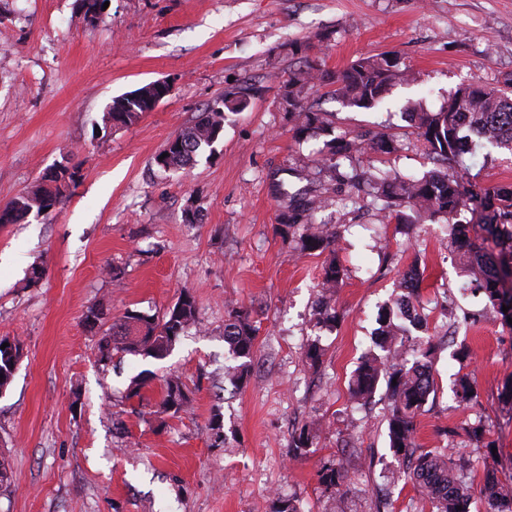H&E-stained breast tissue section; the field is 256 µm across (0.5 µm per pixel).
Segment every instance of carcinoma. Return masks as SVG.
Segmentation results:
<instances>
[{"mask_svg":"<svg viewBox=\"0 0 512 512\" xmlns=\"http://www.w3.org/2000/svg\"><path fill=\"white\" fill-rule=\"evenodd\" d=\"M316 77L312 70L294 73L288 78V116L295 137L303 139L319 132L331 136L325 143L322 162L340 172L342 164L353 156L372 151L391 154L400 148V140L389 133H377L365 139L353 138L347 132L335 134V127L304 103L301 88ZM406 80V70L386 54L361 56L332 81L330 95L348 107L371 109L384 100L388 87ZM512 78L504 88L490 89L478 82L457 87L448 100L436 111L414 108L406 118L416 139L424 147L432 168L420 176H391L376 169L372 173L341 172L351 187L366 185L367 205L389 220L410 224H448L454 227L459 262L466 279L461 289L478 298L482 307L465 313V321L475 325L484 319L504 323L512 318V289L503 286L512 278V184L500 183L481 188L470 180L464 161L465 144L470 149H504L512 153ZM140 96L131 101L120 97L112 101V111L106 113L105 124L129 125L152 109L155 93L139 88ZM248 102L243 95L226 93L200 113L195 123L169 140L163 152L167 156L158 165L177 169L189 164L201 150L219 139L226 112H240ZM59 171L45 175L41 183L17 197L3 208V213L17 221L29 211L51 208L63 203L70 195L78 171L58 164ZM470 214V218L462 214ZM303 248L324 251L335 240L320 226L306 225ZM342 279L341 269L331 262L324 269L321 298L315 310L317 323L336 326V309L331 295ZM420 281L405 283L404 291L393 304L382 307L377 321L380 327L374 347L361 360L349 384L351 400L365 401L375 393L381 379H386L389 410L386 415L389 451L398 463L405 465L407 478L413 483L416 495L431 512H469L471 482L465 464L454 459L446 448L426 449L415 438L416 419L426 412L430 396L436 392L431 372L434 344L421 316H410L407 305H417ZM508 311H503V308ZM196 322V305L185 292L176 304L158 317L128 310L122 319L112 324V331L101 339L102 352L111 347L144 359L161 360L169 355L183 331ZM421 334L414 335L412 330ZM224 342L235 365L224 368V376L240 387L247 379L249 360L255 347V329L249 314L233 308L224 322ZM153 379L147 370L134 376L127 387L126 397L139 395ZM164 394L160 413L177 415L188 409L190 398L178 377H168L163 383ZM453 400L459 406L472 400L474 380L469 374L457 377L451 388ZM315 434L303 430L293 436L290 448L293 456L305 455L315 444ZM323 494L336 498V489L350 480L347 468L334 460L325 462L318 471ZM485 512H512V489L493 474H486L480 487ZM462 510H457V507Z\"/></svg>","mask_w":512,"mask_h":512,"instance_id":"1","label":"carcinoma"}]
</instances>
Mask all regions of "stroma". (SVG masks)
Listing matches in <instances>:
<instances>
[{"label":"stroma","mask_w":512,"mask_h":512,"mask_svg":"<svg viewBox=\"0 0 512 512\" xmlns=\"http://www.w3.org/2000/svg\"><path fill=\"white\" fill-rule=\"evenodd\" d=\"M389 53L410 73L383 104L352 109L315 82L303 96L353 134H398L393 154L369 166L414 175L423 150L401 116L407 103L439 109L471 81L502 87L512 74V0H109L89 22L81 0H0V208L54 166H75L72 194L43 213L0 224V339L19 348L0 395V512H270L275 494H297L309 512H376L372 491L391 469L377 390L355 408L349 378L373 345L379 308L419 264L422 314L444 333L462 280L436 224L389 223L363 208L337 174L321 169L324 136L295 139L285 109L289 74L314 66L328 76L361 55ZM159 79L172 93L124 127H105L113 100ZM227 92L249 106L229 116L212 151L169 171L155 158L199 112ZM478 186L512 182V153L471 158ZM326 198L312 223L337 238L335 251H307L300 227L280 222L292 195ZM199 211L202 219L186 220ZM344 270L339 321L319 327L314 309L324 267ZM43 275L31 280L32 267ZM190 292L197 323L164 359L99 353L126 311L163 314ZM248 310L256 328L251 372L224 383V322ZM100 313L87 326L89 309ZM319 343L311 367L305 350ZM153 380L130 399L140 371ZM477 397L453 408L457 374ZM181 375L192 405L159 418L164 376ZM437 398L416 420L424 448L469 454L474 475L512 481V327L487 320L461 327L437 351ZM220 419L225 445L215 444ZM481 422L488 447L441 430ZM316 428V445L293 459L292 433ZM355 450L342 456L344 447ZM342 456L351 481L323 497L321 459Z\"/></svg>","instance_id":"stroma-1"}]
</instances>
